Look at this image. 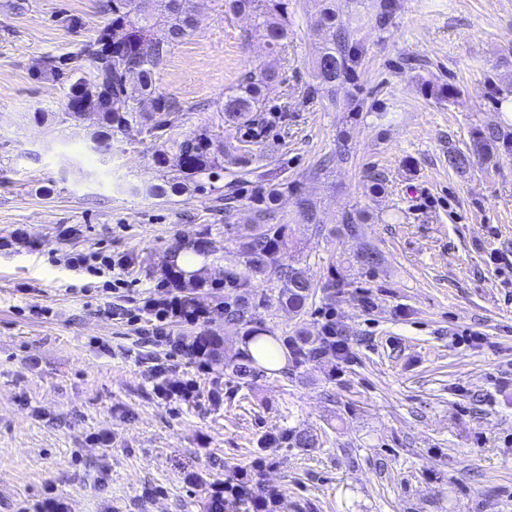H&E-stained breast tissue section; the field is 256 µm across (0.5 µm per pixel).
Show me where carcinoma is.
<instances>
[{"label":"carcinoma","instance_id":"obj_1","mask_svg":"<svg viewBox=\"0 0 512 512\" xmlns=\"http://www.w3.org/2000/svg\"><path fill=\"white\" fill-rule=\"evenodd\" d=\"M233 12L254 13L256 31L267 45L280 48L288 44V0H224ZM111 18L97 32L89 51L93 64L91 79L76 78L66 95L67 115L79 118L85 112L97 114L100 130L96 132V147L108 146L117 133L139 124L153 135L166 132L180 123L186 111L175 99L160 93L155 75L173 46L191 36L196 28L192 0H112ZM320 25L329 31L316 60L315 78L319 90L329 97L336 96V87L353 80L354 65L359 57L357 44L346 31L336 28V13L327 6L320 14ZM163 32L156 35V30ZM280 83V73L272 65H261L248 71L240 82L224 93L223 121L229 126L257 125L266 97ZM512 151V133L498 127L477 129L472 133L470 153L454 151L448 155V165L459 173L471 165L472 157L497 163L500 150ZM253 154L240 149L236 154L226 151L224 144L212 138L210 130L200 128L172 143L171 150L153 156L161 172L160 182L146 192L165 198L188 188L203 192L212 180L220 176L224 163L246 165ZM178 177L170 178L168 171ZM289 189L282 182L253 197L257 204L258 223L251 233L235 246L224 248L228 266L224 281L229 287L248 294L259 277L274 275L280 282L277 301L280 306L300 312L315 293V286L305 270L297 265L280 263V253L286 246L284 224H268L266 219L276 210L280 198ZM224 319L247 327V335L274 341L272 331L255 326L252 307L236 301L218 305ZM197 345L210 356L217 357L222 339L215 335L199 336ZM287 353L295 363L318 358L328 350L325 341L299 331L284 340Z\"/></svg>","mask_w":512,"mask_h":512}]
</instances>
